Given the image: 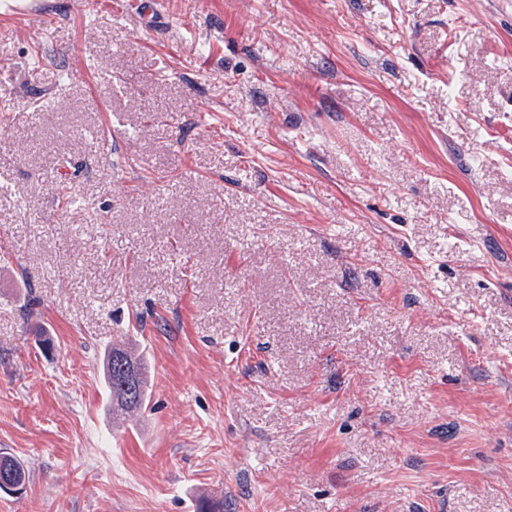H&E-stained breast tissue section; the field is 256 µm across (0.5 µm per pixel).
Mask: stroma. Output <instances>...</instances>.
I'll return each mask as SVG.
<instances>
[{
    "mask_svg": "<svg viewBox=\"0 0 512 512\" xmlns=\"http://www.w3.org/2000/svg\"><path fill=\"white\" fill-rule=\"evenodd\" d=\"M43 10L0 12V512H512V0ZM134 366L136 378L126 381L123 366ZM144 359L131 353L123 343H113L104 352L103 377L112 401V408L131 414L138 413L149 403L148 378ZM129 385L125 389V385Z\"/></svg>",
    "mask_w": 512,
    "mask_h": 512,
    "instance_id": "35a3bbf8",
    "label": "stroma"
}]
</instances>
